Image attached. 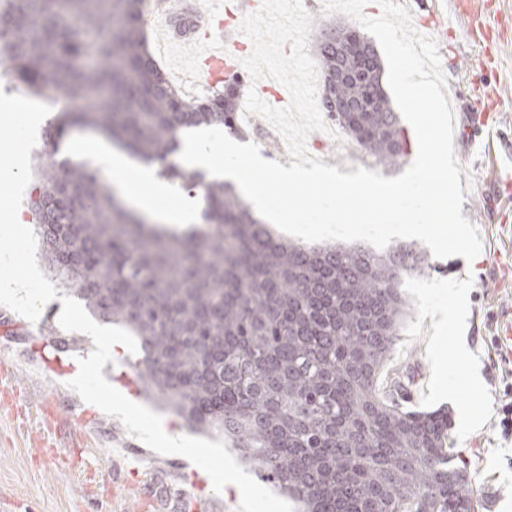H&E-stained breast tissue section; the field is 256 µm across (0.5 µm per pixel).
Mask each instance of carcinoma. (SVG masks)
Segmentation results:
<instances>
[{
    "label": "carcinoma",
    "instance_id": "cac0c4a2",
    "mask_svg": "<svg viewBox=\"0 0 512 512\" xmlns=\"http://www.w3.org/2000/svg\"><path fill=\"white\" fill-rule=\"evenodd\" d=\"M143 0H0V54L14 80L80 104L52 125L102 134L170 179L179 134L236 125L243 77L187 100L165 78L142 25ZM336 20L315 58L344 111L334 121L384 167L409 141L382 85L372 41ZM204 224L152 228L84 166L44 162L30 208L49 272L104 322L133 330L146 392L190 426L231 436L261 477L304 512H476L478 493L448 446V411L408 409L381 371L395 351L402 280L426 255L385 261L359 247L272 236L228 182L203 185Z\"/></svg>",
    "mask_w": 512,
    "mask_h": 512
}]
</instances>
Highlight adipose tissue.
Listing matches in <instances>:
<instances>
[{
	"mask_svg": "<svg viewBox=\"0 0 512 512\" xmlns=\"http://www.w3.org/2000/svg\"><path fill=\"white\" fill-rule=\"evenodd\" d=\"M70 156L107 174L131 209L146 215L152 223L181 233L201 220L196 199L176 194L158 177L154 166L131 157L102 135L81 140Z\"/></svg>",
	"mask_w": 512,
	"mask_h": 512,
	"instance_id": "ef3b65f1",
	"label": "adipose tissue"
}]
</instances>
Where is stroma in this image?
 <instances>
[{
  "label": "stroma",
  "mask_w": 512,
  "mask_h": 512,
  "mask_svg": "<svg viewBox=\"0 0 512 512\" xmlns=\"http://www.w3.org/2000/svg\"><path fill=\"white\" fill-rule=\"evenodd\" d=\"M410 14L436 16L437 44L446 79L463 121L482 92L493 95L491 114L454 135L464 202L462 214L480 234L473 262L429 257L404 286L407 315L382 376L406 382L408 406L447 407L450 446L468 464L479 492L496 489V505L480 500L478 512H512V436L494 424L504 402L512 364L502 358L512 344L496 343L512 322V282L497 280L500 264H512V0H407ZM459 320L441 323L449 300ZM29 321L0 306V367L15 369L16 391L0 411V506L8 512H138V497L162 483L170 498L198 500L201 512H236L231 488H201L207 473L180 455H160L131 436L117 418L69 389V375L53 363L87 357L85 334L64 330L59 306ZM468 362H460L459 350ZM119 349L102 373L122 384L123 395L161 415L173 436L222 440V431L189 427L168 407L140 391Z\"/></svg>",
  "instance_id": "35a3bbf8"
}]
</instances>
